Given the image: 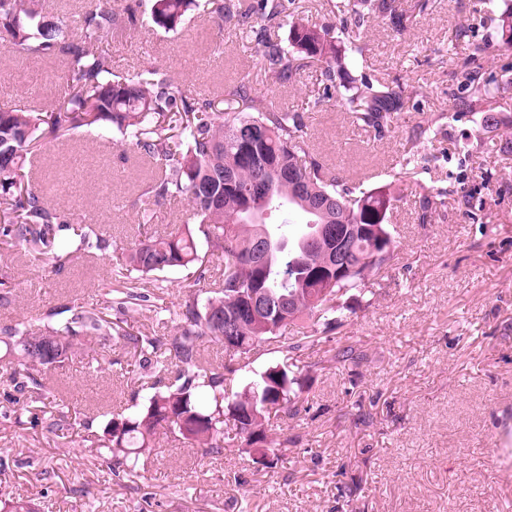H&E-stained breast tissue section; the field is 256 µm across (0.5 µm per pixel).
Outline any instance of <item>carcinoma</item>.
<instances>
[{
	"instance_id": "carcinoma-1",
	"label": "carcinoma",
	"mask_w": 512,
	"mask_h": 512,
	"mask_svg": "<svg viewBox=\"0 0 512 512\" xmlns=\"http://www.w3.org/2000/svg\"><path fill=\"white\" fill-rule=\"evenodd\" d=\"M194 5L195 0L125 5L113 0L110 7L83 9L70 17L58 14L51 0H0V39L6 49L22 62L57 63L68 78L64 93L45 108L0 107V245L70 261L107 246L103 233L91 225L78 239L69 237L71 213L49 202L26 172L44 139L80 129L112 132L155 163L142 188L146 199H186L193 210L195 223L176 224L163 236L130 243L104 286L106 306H81L53 323L19 320L0 329V343L15 361L9 373L17 393L14 423L40 424L61 439L79 411L49 410L55 398L49 374L64 368L84 345L114 336L124 340L127 353L144 371L145 395L134 410L112 415L102 436L91 441L108 456L115 476L136 474L140 458L154 451L162 429L207 455L223 454L224 429L237 424L234 408L243 395L252 400L250 424L256 431L240 429L238 434L245 447L264 449L266 467H277L281 454L269 434V420L309 410L297 376L300 353L343 323L348 299L372 295L376 280L395 260L388 213L402 199L401 185L393 180L366 187L331 174L312 152L304 113L252 93L247 76L224 86V98L218 99L194 92L151 61L132 74L113 73L112 55L103 43L128 37L146 24L174 32ZM325 6L340 17V29L309 20L296 0H206L210 13L226 25L254 35L264 78L290 83L300 71L318 67L324 94L335 91L354 123L383 136L395 117L407 111L414 91L363 72L359 29L374 18L400 34L411 15L396 0H326ZM485 8L497 23L499 39L492 45L474 39L467 29L455 31L448 44L457 59L448 97L481 114L463 152L494 141L500 151L512 153V119L495 111L498 95L512 88V81H499L483 65L496 51L512 55V11L494 15V0ZM285 26L286 41L273 39L272 33ZM441 119L420 112L416 151L406 162V174L427 162L419 149L438 132ZM414 184L423 224L447 209L473 214L484 208L483 199L472 192L442 191L419 179ZM290 209L304 219L296 234L287 230V221H278ZM320 233L348 242L343 273L323 258ZM260 236L266 238V257L254 268L245 253ZM202 240L224 256L219 289L204 300L193 291L184 294L183 324L169 343L130 331L128 317L154 307L145 285L160 290L174 271L204 272ZM249 288L262 289L272 312L250 311L243 299ZM211 342L235 355L267 345L280 360L260 371L211 361L205 357ZM364 360L363 351L350 345L326 351L324 362L358 365ZM171 366L176 376L158 386L156 378ZM0 512L35 509L27 500L0 493Z\"/></svg>"
}]
</instances>
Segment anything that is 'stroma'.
Masks as SVG:
<instances>
[{
    "mask_svg": "<svg viewBox=\"0 0 512 512\" xmlns=\"http://www.w3.org/2000/svg\"><path fill=\"white\" fill-rule=\"evenodd\" d=\"M461 26L479 39L498 38L482 0H430L400 35L378 20L365 23V73L417 90L415 109L382 139L323 99L316 69L287 87L266 82L253 40L203 9L190 11L178 32L138 30L110 44L123 75L151 60L204 93L249 76L256 94L305 113L315 154L351 181L393 180L419 111L441 115L419 177L442 190L480 192L485 207L476 221L453 210L422 224L411 194L395 203L394 266L372 304H354L342 327L300 356L311 377L310 411L272 420L273 436L287 443L276 468L257 467L252 449L231 433L218 457L163 433L136 476L111 474L83 439L101 434L111 412L130 407L140 388L141 370L115 337L79 350L51 376L66 403L91 419L64 442L6 419L10 368L0 358V456L14 462L0 475V490L31 500L38 512H512V445L498 443L512 432V154L491 144L469 156L457 152L473 127L448 98L456 69L448 41ZM65 83L61 68L18 64L0 46V105L54 98ZM41 152L47 197L69 210L75 228H103L110 246L61 265L14 252L12 301L0 305V327L66 307L104 306L102 285L129 237L162 235L192 218L187 201H144L148 164L97 133L46 140ZM146 203L156 219L141 225ZM192 283L206 293L214 280L170 274L159 312L137 315L141 330L163 342L177 336L180 299ZM342 345L362 350L365 361L323 367L325 351ZM45 467L51 478H43Z\"/></svg>",
    "mask_w": 512,
    "mask_h": 512,
    "instance_id": "stroma-1",
    "label": "stroma"
}]
</instances>
